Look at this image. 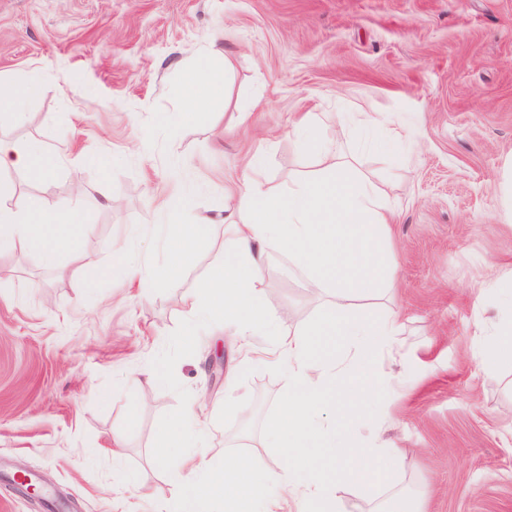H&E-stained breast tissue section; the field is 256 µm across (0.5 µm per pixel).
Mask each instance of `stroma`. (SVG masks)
I'll return each instance as SVG.
<instances>
[{
  "label": "stroma",
  "instance_id": "obj_1",
  "mask_svg": "<svg viewBox=\"0 0 512 512\" xmlns=\"http://www.w3.org/2000/svg\"><path fill=\"white\" fill-rule=\"evenodd\" d=\"M218 32L223 92L172 120L182 72ZM33 73L39 101L0 135L57 163L8 177L20 202L78 207L83 228L50 265L32 244L0 251V512H164L184 451L158 441L190 402L209 457L272 464L279 371L241 367L222 318L188 326L246 162L262 158L274 191L319 170L297 146L306 113L394 208L395 297L360 298L356 313L401 315V355L381 370L406 372L410 392L383 389L391 417L369 411L360 444L401 448L396 476L429 490L428 512H512V366L475 357L483 321L512 313L499 285L512 271V0H0V77ZM353 112L385 125L337 123ZM190 190L211 224L172 279ZM128 256L155 276L149 294L109 275ZM260 286L284 326L321 310L287 257ZM153 369L163 385L146 381ZM21 466L36 497L13 480Z\"/></svg>",
  "mask_w": 512,
  "mask_h": 512
}]
</instances>
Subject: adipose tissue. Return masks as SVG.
<instances>
[{
  "instance_id": "obj_1",
  "label": "adipose tissue",
  "mask_w": 512,
  "mask_h": 512,
  "mask_svg": "<svg viewBox=\"0 0 512 512\" xmlns=\"http://www.w3.org/2000/svg\"><path fill=\"white\" fill-rule=\"evenodd\" d=\"M222 54L221 46L212 44V62L193 68L180 84L184 111L199 109L222 87L224 74L214 63ZM313 129L307 116L297 124L299 149L323 164L317 176L274 194L265 187L260 159L248 162L231 216L232 237L201 287L197 309L203 317L223 315L234 338L275 337L273 348L253 349L244 363L270 362L281 373L286 395L268 425L279 450V472L271 474L245 453L215 460L191 448L172 468L179 491L167 512H208L218 495L224 512H337L334 492L342 487L368 490L366 512H424L423 495L393 478L401 449L358 447L349 439L370 408H378L381 418L389 416L378 393L384 379L378 360L399 354L404 324L395 312L359 317L352 301L359 295L382 298L393 290L395 268L379 246L390 234L393 211L380 189L352 165L338 162ZM55 163L41 143L0 136V174L23 169L43 175ZM14 194L13 184L0 177V249L28 242L53 261L62 241L47 229L77 223L76 211L12 207L8 200ZM275 251L288 254L327 297L321 314L295 336L281 335L280 321L257 286ZM312 448L331 459L332 483L310 464Z\"/></svg>"
}]
</instances>
